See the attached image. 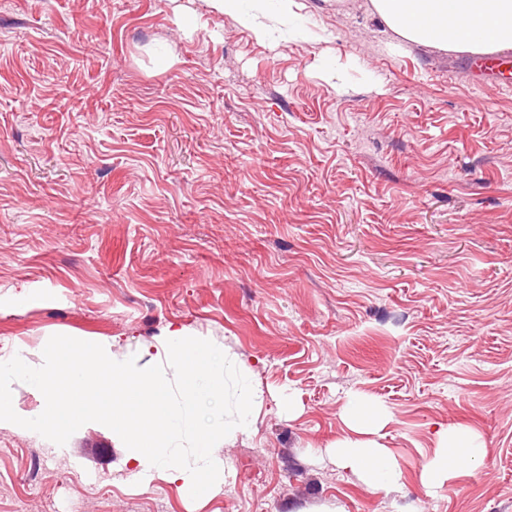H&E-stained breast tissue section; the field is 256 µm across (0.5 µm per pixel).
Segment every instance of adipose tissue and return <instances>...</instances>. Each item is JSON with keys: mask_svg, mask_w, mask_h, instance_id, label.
<instances>
[{"mask_svg": "<svg viewBox=\"0 0 512 512\" xmlns=\"http://www.w3.org/2000/svg\"><path fill=\"white\" fill-rule=\"evenodd\" d=\"M373 9L402 39L441 51L494 52L512 48V0H371ZM341 418L349 434L337 441L334 454L341 468L357 474L370 490L385 493L400 482L399 463L376 436L388 423L386 411L367 407L349 396ZM458 463H450L455 451ZM487 449L480 435L466 427H449L424 463L421 482L434 494L450 486L462 471L473 470Z\"/></svg>", "mask_w": 512, "mask_h": 512, "instance_id": "1", "label": "adipose tissue"}]
</instances>
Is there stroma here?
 I'll list each match as a JSON object with an SVG mask.
<instances>
[{
	"label": "stroma",
	"instance_id": "obj_1",
	"mask_svg": "<svg viewBox=\"0 0 512 512\" xmlns=\"http://www.w3.org/2000/svg\"><path fill=\"white\" fill-rule=\"evenodd\" d=\"M256 40L211 0H0V360L51 336L165 360L187 329L262 392L193 499L110 428L0 423V512H512V89L397 36L370 0H295ZM384 406L389 493L340 468ZM474 474L428 495L441 432ZM341 418L350 432L360 436L377 435L389 421L381 406L367 409L365 401L357 394L349 396ZM460 448L464 450L462 459L456 464H451L449 456ZM486 455L487 448L475 431L466 427H448V430L441 434L433 455L422 466L421 482L427 493L435 494L449 487L462 471L467 470L471 473Z\"/></svg>",
	"mask_w": 512,
	"mask_h": 512
}]
</instances>
